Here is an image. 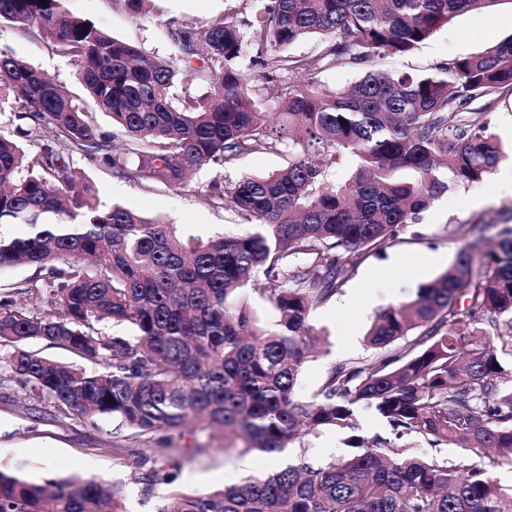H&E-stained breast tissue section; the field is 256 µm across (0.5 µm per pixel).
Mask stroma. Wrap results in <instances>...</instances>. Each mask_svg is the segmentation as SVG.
Returning <instances> with one entry per match:
<instances>
[{
    "label": "stroma",
    "mask_w": 512,
    "mask_h": 512,
    "mask_svg": "<svg viewBox=\"0 0 512 512\" xmlns=\"http://www.w3.org/2000/svg\"><path fill=\"white\" fill-rule=\"evenodd\" d=\"M268 0H150L142 13L127 10L122 0H64L67 12L88 20L113 37L138 46L144 53L178 61L184 52L180 30L226 15L241 30H249L262 16ZM512 35V0H499L489 11H472L455 17L411 53L377 62L380 70L412 74L438 73L448 59L484 51ZM0 47L76 89L77 68L54 54L46 43L11 25L0 26ZM493 130L508 153L487 180L479 185H452L422 215L420 223L400 232L401 243L366 256L342 269L343 285L336 297L312 307L309 325L320 343L303 365L296 391L298 399L313 401L325 373L340 363L366 364L396 355L403 341L382 349L370 348L365 335L377 314L388 307L414 300L423 286L432 283L453 263L464 240L460 226L480 219L484 248L494 247L504 226H512V191L501 188L503 172L512 170V95L500 97L492 118ZM74 164L93 183L102 206L119 203L171 224H183L194 234L209 237L218 231L243 234L252 226L229 208L213 206L203 192L215 179L235 183L244 175H263L288 162L287 152L255 153L238 165L224 169L209 165L198 170L180 189L157 183L146 187L81 156ZM374 289L377 300L368 305L357 294ZM29 399L13 382H0V468L20 470L27 478L43 481L67 473L101 478L125 486L128 512H152L153 501L143 496L137 469L116 465L109 446L150 448L155 460L163 450L153 435L118 430L107 416L87 418L71 413L59 419L32 417L25 408ZM211 442V459L184 466L177 484L191 489L219 488L246 476H261L293 459L294 449L268 455L221 452V439L183 432L180 446Z\"/></svg>",
    "instance_id": "35a3bbf8"
}]
</instances>
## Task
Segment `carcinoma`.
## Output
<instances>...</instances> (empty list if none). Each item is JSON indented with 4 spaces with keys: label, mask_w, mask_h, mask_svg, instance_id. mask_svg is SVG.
<instances>
[{
    "label": "carcinoma",
    "mask_w": 512,
    "mask_h": 512,
    "mask_svg": "<svg viewBox=\"0 0 512 512\" xmlns=\"http://www.w3.org/2000/svg\"><path fill=\"white\" fill-rule=\"evenodd\" d=\"M500 0H269L248 32L224 16L181 36L182 64L144 54L95 24L74 18L63 0H0V25L46 41L77 63L80 87L125 135L116 146L91 113L30 63L0 48V106L8 104L25 135L52 134L69 154L145 185L172 188L206 165L230 168L246 155L288 152V163L264 176L206 188L216 207L230 206L253 225L237 236L206 241L180 224L100 205L92 182L48 148L25 149L0 132V268L45 272L12 287L27 307L0 297L3 368L26 391L28 413L47 401L58 413L110 416L118 428L158 434L163 466L147 453L111 448L117 464L142 471L144 495L168 486L154 512H512V493L472 457L420 459L378 437L366 445L354 421L363 403L395 438L431 447L453 444L492 463L512 465V389L491 341L455 327L456 302L472 314L503 318L512 332V227L488 252L493 271L473 274L478 241L422 287L417 298L381 311L367 334L393 358L333 366L317 397L295 399L309 357L310 308L332 300L341 269L397 243L448 183H482L503 145L492 114L512 94V37L484 52L448 60L438 75L369 70L331 95L315 77L328 68L403 56L458 15ZM331 34L313 56H292L297 41ZM271 49L270 72L283 124L274 129L249 91L237 62L245 43ZM203 57L204 66L193 65ZM205 78L211 99L186 92L178 77ZM322 149L324 160L309 155ZM343 154L355 170L332 183L327 167ZM137 163L130 164V159ZM254 272L260 296L277 313L258 324L243 293ZM107 322L130 336H107ZM42 341L102 368L59 363L28 348ZM218 433L240 455L276 454L323 428L345 435L349 455L325 465L301 452L268 476H248L219 490L175 486L184 465L212 456L209 446L181 448L172 435ZM0 512H127L120 485L67 476L36 483L0 468Z\"/></svg>",
    "instance_id": "cac0c4a2"
}]
</instances>
